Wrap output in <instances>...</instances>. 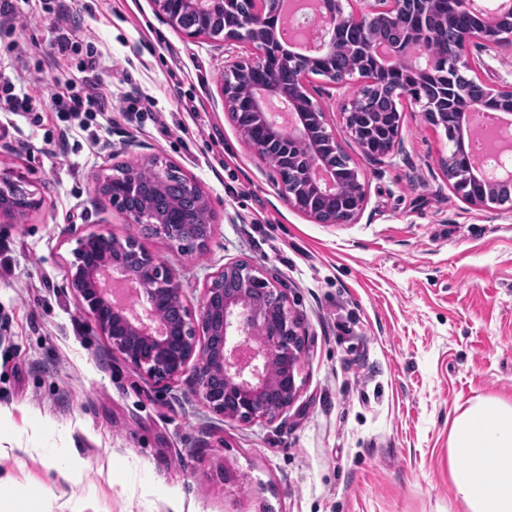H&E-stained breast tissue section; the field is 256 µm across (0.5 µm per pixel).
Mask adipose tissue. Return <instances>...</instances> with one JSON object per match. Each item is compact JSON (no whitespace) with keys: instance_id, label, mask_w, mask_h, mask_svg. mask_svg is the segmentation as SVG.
<instances>
[{"instance_id":"1","label":"adipose tissue","mask_w":512,"mask_h":512,"mask_svg":"<svg viewBox=\"0 0 512 512\" xmlns=\"http://www.w3.org/2000/svg\"><path fill=\"white\" fill-rule=\"evenodd\" d=\"M448 478L465 512H512V404L495 397L458 412Z\"/></svg>"}]
</instances>
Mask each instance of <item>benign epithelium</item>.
<instances>
[{
  "label": "benign epithelium",
  "mask_w": 512,
  "mask_h": 512,
  "mask_svg": "<svg viewBox=\"0 0 512 512\" xmlns=\"http://www.w3.org/2000/svg\"><path fill=\"white\" fill-rule=\"evenodd\" d=\"M358 13L345 14L342 0H319L307 17L315 28L316 54L293 52L277 37L280 11L267 0H152L154 12L174 30L204 37L224 50V112L241 140L265 164L282 159L292 178L274 181L278 196L315 224H353L363 213L367 192L342 139L327 131L326 113L309 88L319 71L341 88L358 79L371 91L396 85L408 89L431 84L416 100L426 121L441 127L452 143L444 168L448 187L476 207L512 212V171L505 160L502 177L478 168H459V144L466 143L467 113L448 123V85L458 74L476 72L470 49L487 55L512 46V21L499 24L512 6L480 7L464 0L466 11L489 23L482 30L459 26L453 43H425L426 33L407 26L410 15L427 14L439 0H358ZM244 44L251 56L236 55ZM345 51L349 64H330ZM484 98L498 111L512 114V81H480ZM357 98L342 109L343 134L362 155L380 163L403 150L402 113L393 116L382 137L376 129L383 115L356 111ZM179 184L186 206L165 196ZM98 191L132 226L148 225L171 245L187 251L206 248L212 224L210 202L200 185L180 168L157 156L127 165L120 175L97 179ZM43 206L19 172L0 173V223L17 224ZM70 288L112 351L144 375L170 384L187 374L200 400L213 411L240 421L272 422L295 400V371L303 352L301 322L289 304L288 289L271 272L231 261L203 288L193 314L184 304L175 275L148 253L134 235L119 240L98 232L82 238L74 252ZM238 281L229 292L224 280ZM279 299L278 311L265 298Z\"/></svg>",
  "instance_id": "1"
}]
</instances>
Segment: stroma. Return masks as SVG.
Instances as JSON below:
<instances>
[{
  "mask_svg": "<svg viewBox=\"0 0 512 512\" xmlns=\"http://www.w3.org/2000/svg\"><path fill=\"white\" fill-rule=\"evenodd\" d=\"M14 3L0 84L33 102L0 108V171L22 173L43 206L0 224V512H462L450 421L484 397L512 402V215L449 189L444 129L406 99L402 153L374 163L345 142L365 210L315 224L226 116L212 43L176 32L151 0ZM62 28L72 47L58 56ZM90 74L111 110L83 126L54 103ZM311 84L341 133L357 84ZM128 95L149 110L126 111ZM155 155L209 196L205 251L137 234L97 191L102 170ZM99 230L138 235L193 310L225 262L276 270L306 333L287 412L224 418L188 377L167 387L113 352L67 285L78 238ZM73 453L86 463L76 483L56 467Z\"/></svg>",
  "mask_w": 512,
  "mask_h": 512,
  "instance_id": "stroma-1",
  "label": "stroma"
}]
</instances>
